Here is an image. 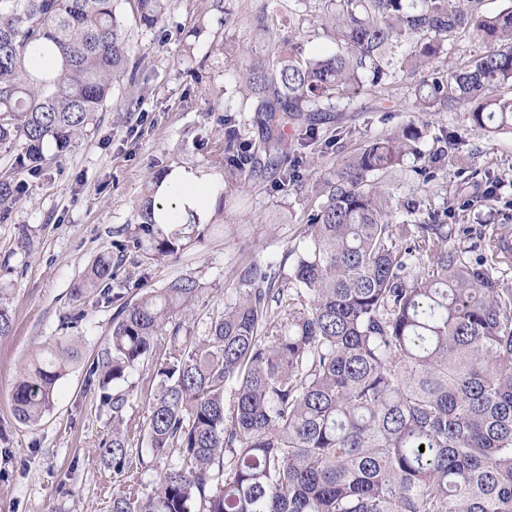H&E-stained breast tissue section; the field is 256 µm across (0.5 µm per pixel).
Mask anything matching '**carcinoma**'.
Listing matches in <instances>:
<instances>
[{"instance_id": "obj_1", "label": "carcinoma", "mask_w": 512, "mask_h": 512, "mask_svg": "<svg viewBox=\"0 0 512 512\" xmlns=\"http://www.w3.org/2000/svg\"><path fill=\"white\" fill-rule=\"evenodd\" d=\"M129 4L155 30L173 0H0V145L23 142L16 163L35 179L58 162L114 86L134 82L120 14ZM480 0H318V26L334 45L306 56L270 22L292 17L288 0H265L250 24L241 110L259 141L224 120V181L244 184L260 166L282 192L303 157L288 140L317 131L321 103L386 85L400 72L419 112H460L472 129L512 133V5ZM470 32L487 52L450 73L435 63ZM411 123L380 134L323 178L293 272L251 262L208 334L166 333L187 314L199 282L182 276L122 304L101 359L86 373L112 411L102 449L115 477L108 512H512V288L492 270L512 268V247L479 232L473 262L448 249V225L420 212L395 222L383 177L417 151ZM55 152L45 154L46 144ZM21 187L0 179V221ZM145 189L132 246L163 259L182 244L156 228ZM427 260L417 272L409 260ZM116 278L98 256L79 293ZM288 280V315L280 305ZM78 350L49 342L13 387L15 416L36 425ZM151 360L148 420L127 421L129 399L109 387ZM232 398L225 408V395ZM162 465L152 479L143 448Z\"/></svg>"}]
</instances>
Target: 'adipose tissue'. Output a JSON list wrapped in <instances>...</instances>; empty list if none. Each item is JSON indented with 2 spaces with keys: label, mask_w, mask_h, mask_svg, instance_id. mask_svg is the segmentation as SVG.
Here are the masks:
<instances>
[{
  "label": "adipose tissue",
  "mask_w": 512,
  "mask_h": 512,
  "mask_svg": "<svg viewBox=\"0 0 512 512\" xmlns=\"http://www.w3.org/2000/svg\"><path fill=\"white\" fill-rule=\"evenodd\" d=\"M164 223L203 221L217 204L218 192L211 180L196 171L176 168L167 173L157 190Z\"/></svg>",
  "instance_id": "obj_1"
}]
</instances>
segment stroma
Returning a JSON list of instances; mask_svg holds the SVG:
<instances>
[{
  "instance_id": "obj_1",
  "label": "stroma",
  "mask_w": 512,
  "mask_h": 512,
  "mask_svg": "<svg viewBox=\"0 0 512 512\" xmlns=\"http://www.w3.org/2000/svg\"><path fill=\"white\" fill-rule=\"evenodd\" d=\"M288 4L305 53L327 50L315 0ZM263 6L264 0H175L159 34L127 18L134 81L114 88L94 125L61 161L34 179L15 168L20 145L0 146V175L14 172L25 186L9 219L0 222V302L13 319L11 333L0 336V512H105L113 478L100 446L112 434V417L85 377L105 346L117 305L75 289L98 255L125 242L138 224L137 205L154 173L188 168L220 181L209 156L228 115L243 139H258L251 113L239 109L234 78L249 24ZM411 87L398 74L382 94L334 100L320 115L317 140L304 148L321 161L299 168L298 189L277 191L271 175L259 174L238 190L243 207L210 214L194 232L166 225L165 234L181 237L176 256L157 261L127 249L117 270L118 282L128 285L125 299L193 276L201 290L192 313L179 319L180 334L206 336L210 320L234 295L239 267L278 265L301 249L305 204L317 180L364 142L410 123L423 131L419 152L385 177L394 220L411 222L415 208L439 211L447 201L471 199L474 207L449 215V223L512 233V134L471 130L457 112H416ZM132 96L139 105L130 113ZM452 141L465 160L460 174L443 172L438 160ZM491 177L500 182L498 197L479 204ZM77 312L83 320L65 327ZM58 339L76 344L83 358L57 382L40 422L22 423L12 398L18 366Z\"/></svg>"
}]
</instances>
